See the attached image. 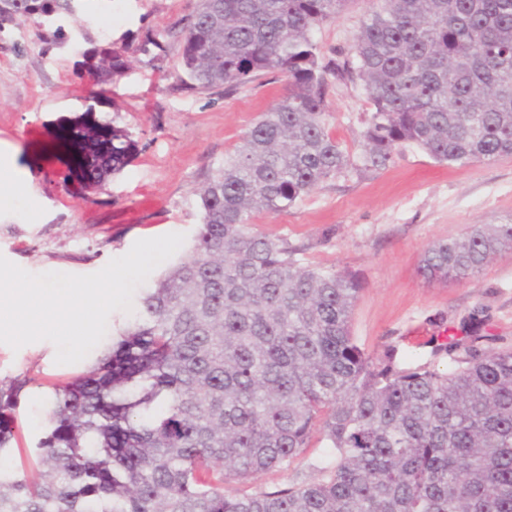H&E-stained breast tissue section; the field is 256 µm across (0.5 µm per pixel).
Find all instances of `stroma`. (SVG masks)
<instances>
[{
	"mask_svg": "<svg viewBox=\"0 0 512 512\" xmlns=\"http://www.w3.org/2000/svg\"><path fill=\"white\" fill-rule=\"evenodd\" d=\"M64 42L47 46L50 26L27 22L0 32V256L32 274L89 275L125 255L135 241L169 233L191 255L201 222L199 189L242 143L254 119L284 95L286 78L257 77L225 95L184 88L178 38L158 58L137 53L148 32L180 30L196 0H72ZM368 10L349 0L314 33L324 57L349 51ZM118 53L120 74L100 64ZM326 130L351 164L280 215L254 214L255 232L285 238L301 265L352 274L363 283L351 335L372 357L396 349L399 367L445 369L452 358L409 346L408 330L464 335L478 316L494 346L512 348V250L496 255L466 283L424 278L419 265L433 242L475 224L512 222V156L458 166L435 162L413 144L383 170L361 167L362 121L370 101L362 84L329 79ZM92 117L102 144L81 137ZM126 145L113 155V146ZM47 340L12 349L0 343V382L21 380L14 412V464L35 477L33 450L49 427L55 385L85 374V362L59 364ZM335 461L321 433L288 468L246 482L234 496L297 487Z\"/></svg>",
	"mask_w": 512,
	"mask_h": 512,
	"instance_id": "1",
	"label": "stroma"
}]
</instances>
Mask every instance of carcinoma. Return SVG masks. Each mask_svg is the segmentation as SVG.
I'll return each instance as SVG.
<instances>
[{"label": "carcinoma", "mask_w": 512, "mask_h": 512, "mask_svg": "<svg viewBox=\"0 0 512 512\" xmlns=\"http://www.w3.org/2000/svg\"><path fill=\"white\" fill-rule=\"evenodd\" d=\"M348 0H204L180 30L192 91L266 73L285 95L199 192L192 256L171 266L97 367L55 388L39 472L0 464V512H512V350L480 321L440 372L373 358L350 332L359 280L302 266L255 233L345 168L327 134L328 77L362 82V164L414 143L440 163L512 155V0H370L353 46L322 62L314 31ZM70 9L0 0V30ZM512 249V222L432 243L428 280L463 283ZM24 382L0 384V460ZM320 430L325 478L224 494L288 469Z\"/></svg>", "instance_id": "cac0c4a2"}]
</instances>
